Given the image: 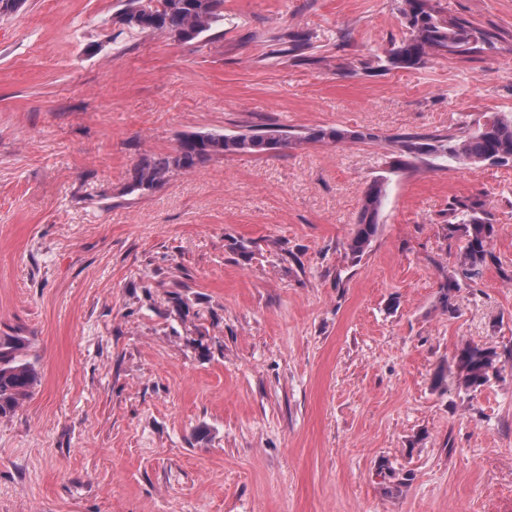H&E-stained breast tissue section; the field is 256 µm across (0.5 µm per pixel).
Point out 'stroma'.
I'll use <instances>...</instances> for the list:
<instances>
[{
	"label": "stroma",
	"mask_w": 512,
	"mask_h": 512,
	"mask_svg": "<svg viewBox=\"0 0 512 512\" xmlns=\"http://www.w3.org/2000/svg\"><path fill=\"white\" fill-rule=\"evenodd\" d=\"M433 2L493 41L365 71L408 34L398 0H224L187 42L122 31L118 0L0 20V335L41 373L0 416V512H512V366L474 393L452 373L512 348V167L389 146L512 116V0ZM291 34L305 60H266ZM263 126L359 138L130 189L182 135ZM475 196L500 263L451 315L441 226ZM386 195L385 178H376L367 185L355 227L346 242V249L353 260L360 261L377 236L379 214Z\"/></svg>",
	"instance_id": "stroma-1"
}]
</instances>
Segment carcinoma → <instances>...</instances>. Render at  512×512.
<instances>
[{
  "label": "carcinoma",
  "mask_w": 512,
  "mask_h": 512,
  "mask_svg": "<svg viewBox=\"0 0 512 512\" xmlns=\"http://www.w3.org/2000/svg\"><path fill=\"white\" fill-rule=\"evenodd\" d=\"M400 12L410 34L388 50L384 62L389 69L416 68L433 53H463L490 39L489 33L464 19L440 15L432 0H401ZM119 18L126 27L140 33L167 32L182 40H193L224 24V0H122ZM310 47L307 39L296 37L289 46L274 49L269 56L298 61ZM360 138V134L335 127L314 129L297 137L273 128L238 135L195 133L181 138L169 154L143 158L134 169L130 189L152 190L170 172L192 171L227 152H280L304 141L338 144ZM391 146L398 163L405 167L431 155L449 162L512 164V117L496 116L472 132L401 135L391 139ZM386 195L387 180L383 177L371 181L364 191L355 227L346 242L348 253L356 261L362 259L378 234L379 214ZM448 211L454 221L441 225L443 236L464 242L457 267L440 286L443 308L452 313L455 293L481 279L485 270L499 261L493 251L496 229L484 200H455ZM28 350V337L0 336V415L16 411L41 382L36 364L28 358ZM503 361H512V349L501 354L493 347L464 346L456 355L458 385L467 391L480 389L490 377L498 375Z\"/></svg>",
  "instance_id": "cac0c4a2"
}]
</instances>
